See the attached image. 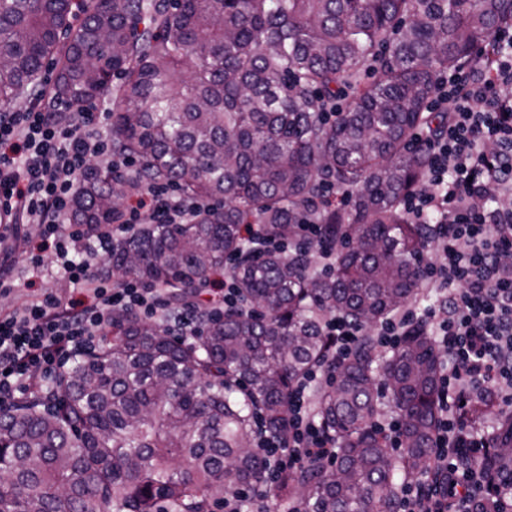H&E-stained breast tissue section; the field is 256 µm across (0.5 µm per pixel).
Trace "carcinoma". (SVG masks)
<instances>
[{
	"instance_id": "carcinoma-1",
	"label": "carcinoma",
	"mask_w": 512,
	"mask_h": 512,
	"mask_svg": "<svg viewBox=\"0 0 512 512\" xmlns=\"http://www.w3.org/2000/svg\"><path fill=\"white\" fill-rule=\"evenodd\" d=\"M509 25L512 0H0V107L32 94L55 55L67 108L120 102L112 154L136 169L118 184L93 169L74 223L105 228L148 183L214 204L190 224L112 242L104 273L166 288L181 309L234 253L242 295L192 342L116 311L47 392L0 410V512H213L233 489L260 486L252 415L281 432L291 384L326 349L323 319L373 326L415 296L429 242L399 206L424 165L410 137L444 125L426 111L437 77L486 59ZM372 62L379 75L360 83ZM344 80L357 106L329 122ZM325 183L353 193L348 212L319 213L351 244L333 275L305 253L255 260L242 225L293 235ZM440 367L424 330L388 357L363 341L316 391L336 468L287 474L267 497L301 512H397L399 477L430 464ZM380 369L402 419L400 456L373 430ZM496 425L480 465L512 491V414Z\"/></svg>"
}]
</instances>
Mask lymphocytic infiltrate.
I'll return each mask as SVG.
<instances>
[{"instance_id": "obj_1", "label": "lymphocytic infiltrate", "mask_w": 512, "mask_h": 512, "mask_svg": "<svg viewBox=\"0 0 512 512\" xmlns=\"http://www.w3.org/2000/svg\"><path fill=\"white\" fill-rule=\"evenodd\" d=\"M428 109L448 120L443 130L420 129L412 137L425 165L401 209L409 223L426 225L439 260L423 265L416 296L374 329L339 314L325 319L327 349L293 384L284 435L269 436L262 414L254 416L253 446L265 466L262 488L233 490L224 512H266L263 491L282 474L316 461L335 464L336 447L311 408V387L342 367L365 336L392 351L419 327L435 336L444 354L437 424L431 463L421 480L402 486L398 512H512V500L475 467L497 440L485 407L512 402V28L495 35L488 62L441 73ZM100 123L92 106L72 118L60 112L49 84L0 112V286L16 254L28 261L29 273L40 275L42 258L20 231L31 224L74 292L65 302L46 289L32 295L17 287L13 304L0 309L2 409L46 389L73 355L105 335L114 310L159 319L174 336H193L204 319L237 303L231 256L208 282L204 316L194 308L171 311L163 288L133 279L106 283L85 261L86 253H107L114 237L137 226L186 224L207 210L170 186L148 184L128 200L111 230L96 233L69 223L72 200L91 167L111 171L116 181L132 171L131 160L113 155ZM244 232L260 239L263 252L317 247L325 259L336 257L335 244L325 243L323 226L312 217L285 240L263 239L258 223Z\"/></svg>"}]
</instances>
